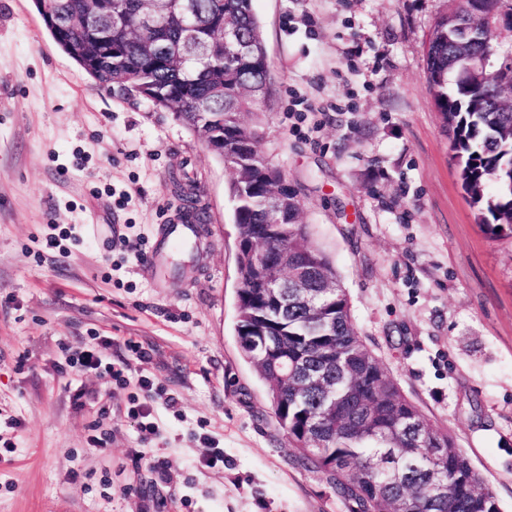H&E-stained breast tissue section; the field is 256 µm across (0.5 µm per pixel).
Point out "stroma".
<instances>
[{
	"label": "stroma",
	"instance_id": "35a3bbf8",
	"mask_svg": "<svg viewBox=\"0 0 512 512\" xmlns=\"http://www.w3.org/2000/svg\"><path fill=\"white\" fill-rule=\"evenodd\" d=\"M251 6L272 75L262 150L364 342L512 512V237L480 228L427 82L448 0ZM231 178L172 112L99 86L34 0H0V512H348L240 353ZM54 227L67 257L46 249ZM106 336L113 376L68 366ZM144 401L151 435L130 415Z\"/></svg>",
	"mask_w": 512,
	"mask_h": 512
}]
</instances>
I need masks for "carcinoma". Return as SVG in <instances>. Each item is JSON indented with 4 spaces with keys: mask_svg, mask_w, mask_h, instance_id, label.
<instances>
[{
    "mask_svg": "<svg viewBox=\"0 0 512 512\" xmlns=\"http://www.w3.org/2000/svg\"><path fill=\"white\" fill-rule=\"evenodd\" d=\"M86 0H35L41 16L62 22L49 29L57 45L103 85L129 90L123 73L140 67L139 42L128 40L112 70L90 64L84 54L89 32L68 21L84 11ZM195 33L220 49L227 26L237 28L251 52L224 58L216 69L211 57L189 55L175 65L143 73L164 96L152 104L168 110L195 132L201 126L229 143L252 133L242 114L256 110L271 83L270 64L251 0H191ZM455 12L486 13L487 0H460ZM186 28L173 13L154 30L157 38L179 42ZM427 81L438 112L452 131L462 186L474 206L486 204L478 223L491 236H512V112H481L478 104L500 78L471 85L452 72L448 15L434 23L426 49ZM229 185L237 229L235 335L244 360L263 382L274 416L298 450L301 463L322 475L350 512H500L498 500L447 430L433 425L402 393L384 362L362 340L352 319L348 294L330 256L300 223L303 204L284 173L253 169L242 185ZM288 200L286 215L274 221L268 206L274 192ZM305 268L304 288L326 299L312 307L299 300L284 310L263 288L260 257L282 248ZM326 373L323 389L298 390L307 371ZM448 455H437L440 446Z\"/></svg>",
    "mask_w": 512,
    "mask_h": 512,
    "instance_id": "cac0c4a2",
    "label": "carcinoma"
}]
</instances>
